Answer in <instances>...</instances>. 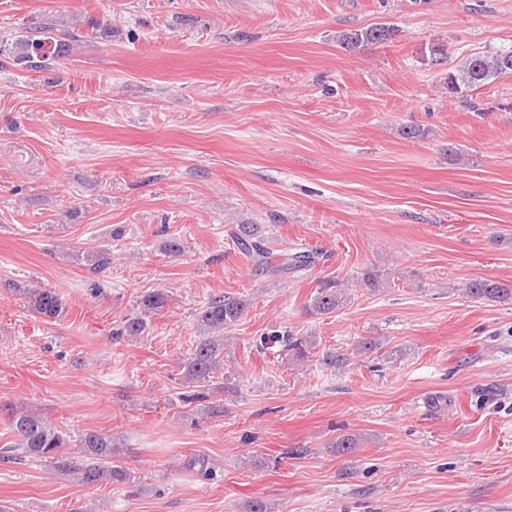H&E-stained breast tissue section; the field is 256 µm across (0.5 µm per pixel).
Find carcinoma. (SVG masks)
Segmentation results:
<instances>
[{
	"label": "carcinoma",
	"mask_w": 512,
	"mask_h": 512,
	"mask_svg": "<svg viewBox=\"0 0 512 512\" xmlns=\"http://www.w3.org/2000/svg\"><path fill=\"white\" fill-rule=\"evenodd\" d=\"M55 20L47 16L35 26L23 29V35L12 43L0 46V66L14 63L32 69H45L50 61L70 55L73 45L84 35L68 31L54 35ZM398 29L389 23H376L369 27L347 29L336 35V41L347 51L373 43H387L397 36ZM512 55V47L471 52L464 55L449 71L448 93L463 94L488 84L501 76L512 74V67H504V55ZM232 242L255 265L270 275H283L312 269L319 254L295 251L278 254L272 241L258 234L255 224H239L231 235ZM77 261L94 273L105 272L112 265V252L107 244L76 254ZM34 311L45 318L58 320L66 314V304L59 293L49 288H24ZM464 294L476 300L512 303V285L497 280L476 278L466 283ZM346 301L341 283L334 279L322 280L310 300V312L324 315L343 307ZM167 304L162 290L144 293L137 300V312L124 317L117 335L135 338L144 334L148 319L161 312ZM247 301L224 294L210 298L196 315V324L202 339L183 361L186 384L197 388L189 400H206L208 394L221 391L212 388L216 375L224 370V334L244 317ZM262 343L278 344L291 351L299 360L314 354L317 343L310 336L297 337L288 331H277L263 337ZM8 428L17 439L3 449V458H36L49 463L58 471L72 474L84 485L125 484L131 475L118 464L112 463L117 453L112 436L84 429L76 436L54 426L40 414L26 409L11 408Z\"/></svg>",
	"instance_id": "1"
}]
</instances>
